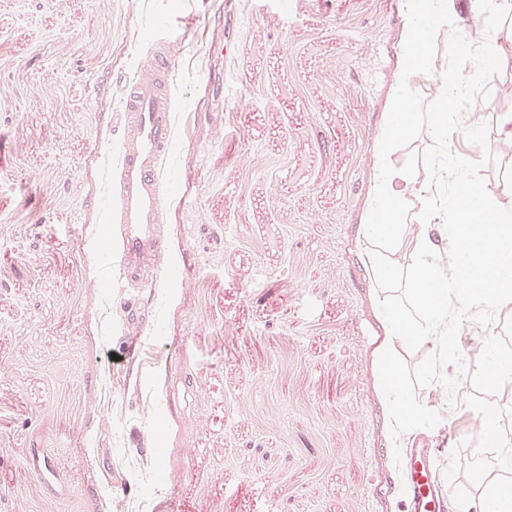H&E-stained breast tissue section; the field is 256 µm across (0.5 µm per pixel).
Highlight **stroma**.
<instances>
[{"label":"stroma","instance_id":"35a3bbf8","mask_svg":"<svg viewBox=\"0 0 512 512\" xmlns=\"http://www.w3.org/2000/svg\"><path fill=\"white\" fill-rule=\"evenodd\" d=\"M413 4L0 0V512H410L398 472L419 438L438 450L441 512L482 494L471 420L494 406L512 439V383H484L512 351V305L449 308L459 357L437 392L429 343L395 348L366 262ZM156 20L184 37L166 253L152 287L126 290L160 311L144 329L123 324L82 243L113 229L115 80L149 58ZM427 40L436 68L483 66ZM496 73L512 80V54ZM228 76L244 104L225 102ZM497 80L470 94L480 120L454 105L443 188L480 181L493 212L512 203ZM390 159L429 165L425 122ZM144 334L139 361L111 362ZM392 354L413 438L386 388ZM46 458L50 489L26 467Z\"/></svg>","mask_w":512,"mask_h":512}]
</instances>
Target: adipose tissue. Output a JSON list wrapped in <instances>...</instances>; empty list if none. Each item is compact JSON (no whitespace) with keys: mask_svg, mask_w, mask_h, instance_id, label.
<instances>
[{"mask_svg":"<svg viewBox=\"0 0 512 512\" xmlns=\"http://www.w3.org/2000/svg\"><path fill=\"white\" fill-rule=\"evenodd\" d=\"M425 11L413 12L405 52L414 56L426 52L418 32L446 26L447 0H426ZM433 81L443 106L431 113L427 125L435 135L437 149L431 168L417 175L392 166L389 146L407 134L418 121V113L405 110L388 116L387 136L379 151V180L370 214L369 234L385 248L370 259L377 281L388 283L406 276L411 288L414 316L393 318L388 328L403 345L430 343L439 361H447L443 340L448 333V309L474 300H491L505 306L512 303V210L491 214L497 230L471 224L449 226L448 204L440 188L448 181L449 161L442 149L448 134L451 112L444 103L464 81L436 74L429 62L405 67L401 84L412 90L421 82Z\"/></svg>","mask_w":512,"mask_h":512,"instance_id":"1","label":"adipose tissue"}]
</instances>
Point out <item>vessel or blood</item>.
<instances>
[{
    "label": "vessel or blood",
    "instance_id": "obj_1",
    "mask_svg": "<svg viewBox=\"0 0 512 512\" xmlns=\"http://www.w3.org/2000/svg\"><path fill=\"white\" fill-rule=\"evenodd\" d=\"M169 36L155 38L149 66L133 80L116 79L120 105L111 117L119 136L120 162L112 180L115 231L108 248L88 239L83 250L115 290L149 285L154 264L166 251L162 226L168 180L163 170L175 145V105L170 76L176 54ZM431 448H413L404 468L414 512H436Z\"/></svg>",
    "mask_w": 512,
    "mask_h": 512
}]
</instances>
